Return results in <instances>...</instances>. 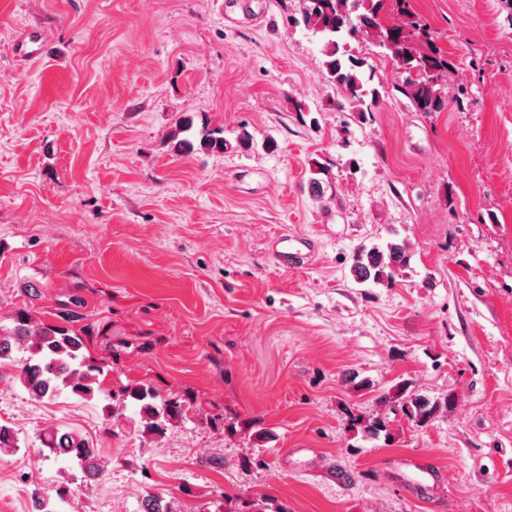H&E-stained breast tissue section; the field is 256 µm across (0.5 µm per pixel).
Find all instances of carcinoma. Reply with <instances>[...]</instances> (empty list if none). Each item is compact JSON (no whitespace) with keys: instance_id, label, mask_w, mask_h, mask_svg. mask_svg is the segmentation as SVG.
Wrapping results in <instances>:
<instances>
[{"instance_id":"obj_1","label":"carcinoma","mask_w":512,"mask_h":512,"mask_svg":"<svg viewBox=\"0 0 512 512\" xmlns=\"http://www.w3.org/2000/svg\"><path fill=\"white\" fill-rule=\"evenodd\" d=\"M303 8L293 23L320 37L326 60L325 77L340 91L348 109L365 120L374 112L379 91L372 86L373 74L364 71L366 61L341 48L349 42L372 40L381 49V56L405 73L401 92L420 112H443L448 99L443 82L448 76V58L435 42L430 25L413 9L410 0H301ZM194 125L193 116L185 114L169 134L174 149L187 141L180 135ZM224 130L208 129L200 138L199 149L207 153L224 152ZM410 260L406 241L391 239L383 244L360 245L351 255L350 273L354 280L368 286H390ZM65 324L45 323L27 310L11 316L12 326L0 324V361H9L15 368L14 379L34 398L53 400L67 394L81 401L102 399L104 410L112 416L128 405L138 409L140 431L162 435L177 419L183 417V405L163 398L148 383L138 382L113 390L106 385L103 370L84 354L83 331L72 327L73 320L63 317ZM24 355L13 357L14 349ZM396 397L402 400V412L417 426L431 422L451 408L452 400H431L406 384L397 385ZM358 424L368 439L390 440L388 422L376 416ZM42 445L48 456L69 466H76L95 478L101 472L100 449L76 430L46 434ZM18 448L13 428L0 423V451ZM142 512H172L168 502L158 495H149L142 502Z\"/></svg>"}]
</instances>
